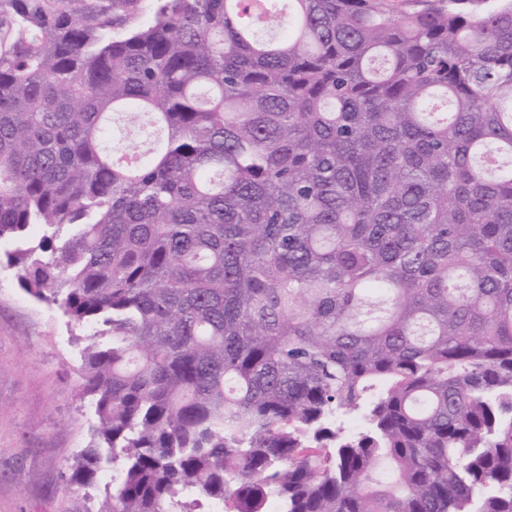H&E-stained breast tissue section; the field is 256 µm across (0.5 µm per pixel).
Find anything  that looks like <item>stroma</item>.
<instances>
[{
    "label": "stroma",
    "mask_w": 512,
    "mask_h": 512,
    "mask_svg": "<svg viewBox=\"0 0 512 512\" xmlns=\"http://www.w3.org/2000/svg\"><path fill=\"white\" fill-rule=\"evenodd\" d=\"M0 244V512H97L105 479L67 485L96 422L83 398L88 331L19 286Z\"/></svg>",
    "instance_id": "obj_1"
}]
</instances>
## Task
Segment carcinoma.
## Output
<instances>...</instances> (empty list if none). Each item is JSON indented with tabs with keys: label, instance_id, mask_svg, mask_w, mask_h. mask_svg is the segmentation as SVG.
Here are the masks:
<instances>
[{
	"label": "carcinoma",
	"instance_id": "obj_1",
	"mask_svg": "<svg viewBox=\"0 0 512 512\" xmlns=\"http://www.w3.org/2000/svg\"><path fill=\"white\" fill-rule=\"evenodd\" d=\"M139 2L0 0V242L92 339L67 481L512 512V0Z\"/></svg>",
	"mask_w": 512,
	"mask_h": 512
}]
</instances>
